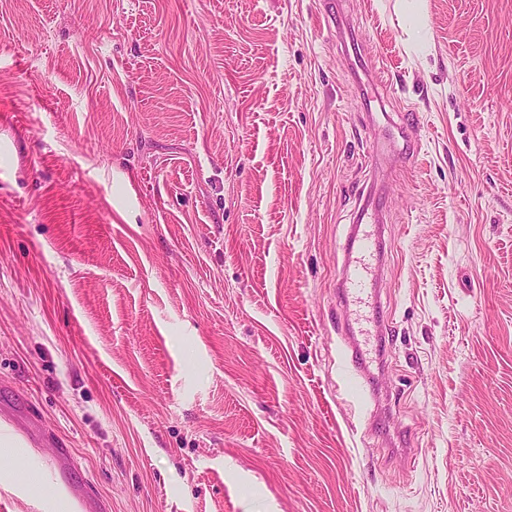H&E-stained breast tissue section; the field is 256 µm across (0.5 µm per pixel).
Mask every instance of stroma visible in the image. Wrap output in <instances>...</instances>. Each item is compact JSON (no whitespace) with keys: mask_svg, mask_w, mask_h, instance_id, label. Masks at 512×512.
Masks as SVG:
<instances>
[{"mask_svg":"<svg viewBox=\"0 0 512 512\" xmlns=\"http://www.w3.org/2000/svg\"><path fill=\"white\" fill-rule=\"evenodd\" d=\"M332 2L0 0V512H512V0ZM383 222V216L378 210L369 211L366 206L360 213V224L350 226L342 248V275L336 284V301L339 305L347 306L358 300L369 287L375 288L373 277L369 276V268L362 258L368 254L384 256L387 243ZM346 350L351 352L352 369H344L347 391L352 397H361L366 385L370 383V376L366 368V353L356 338V331L352 323L345 326Z\"/></svg>","mask_w":512,"mask_h":512,"instance_id":"stroma-1","label":"stroma"}]
</instances>
